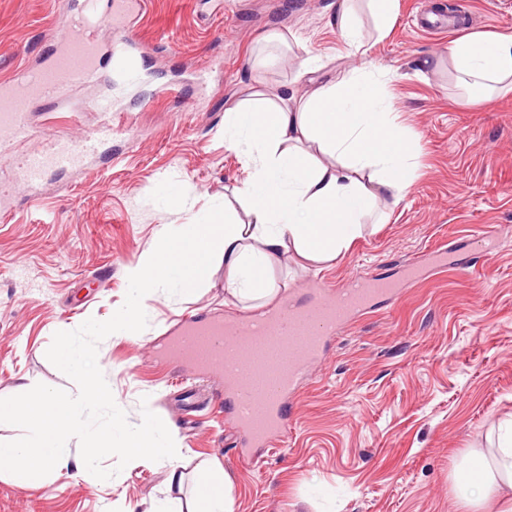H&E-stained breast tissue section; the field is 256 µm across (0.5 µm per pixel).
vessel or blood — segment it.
<instances>
[{"label":"vessel or blood","instance_id":"1","mask_svg":"<svg viewBox=\"0 0 512 512\" xmlns=\"http://www.w3.org/2000/svg\"><path fill=\"white\" fill-rule=\"evenodd\" d=\"M67 25L44 65L29 70L21 90L4 86L0 96V161L21 156L22 187L36 192L52 169L80 166L101 140L121 134L118 125L104 124L80 141L46 137L42 150L19 155L18 147L35 133L29 112L35 102H65L70 91L109 66L117 80L115 92L94 100L92 109L109 115L120 109V94L140 81L142 68L135 39L121 36L109 53H102L92 36L101 25L97 0H61ZM397 283L357 277L350 287L322 292L304 306L284 305L236 323L193 318L177 327L175 351L203 371L219 372L232 397L231 407L249 446L267 447L288 433V412L306 380L309 365L323 357L327 343L350 321L353 313L370 308L374 298L394 296Z\"/></svg>","mask_w":512,"mask_h":512}]
</instances>
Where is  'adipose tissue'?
<instances>
[{
	"mask_svg": "<svg viewBox=\"0 0 512 512\" xmlns=\"http://www.w3.org/2000/svg\"><path fill=\"white\" fill-rule=\"evenodd\" d=\"M448 62L470 95L512 82V34L454 41ZM224 141L246 148L254 165L237 204L216 206L163 236L129 270L137 289L194 291L209 279L218 256L225 294L240 303L264 302L278 292L273 270L282 257L336 261L367 232L364 218L376 203L403 200L416 173L413 148L370 63L300 97L256 93L252 103L232 109ZM104 452L168 462L170 489L183 486L176 450L158 424L128 428L113 421L83 457ZM453 490L462 512H512V417L499 423L491 447L465 457ZM234 504L225 472L205 468L187 512H234Z\"/></svg>",
	"mask_w": 512,
	"mask_h": 512,
	"instance_id": "ef3b65f1",
	"label": "adipose tissue"
}]
</instances>
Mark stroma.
<instances>
[{"mask_svg":"<svg viewBox=\"0 0 512 512\" xmlns=\"http://www.w3.org/2000/svg\"><path fill=\"white\" fill-rule=\"evenodd\" d=\"M354 11L368 59L383 74L398 122L417 149V179L335 264L293 258L274 269L280 288L263 303L309 302L316 288L354 275L401 279L408 262L444 248L454 264L403 286L356 318L310 368L284 443L255 449L250 464L224 399V378L155 352L196 316L243 320L224 298V263L195 293L146 295V329L111 335L97 362L130 424L158 415L180 450L184 488L201 467L224 470L236 512H460L450 475L512 414V92L459 103L448 47L472 31L512 33V0H399L380 35L368 0ZM336 0H147L128 27L143 77L125 98L126 134L83 166L49 173L35 196L0 204V398L42 383L77 395L47 357L53 336L124 304L129 267L162 235L233 198L252 169L224 143L225 113L252 89L284 93L341 79L348 47L332 23ZM459 24L423 34L421 22ZM51 0H0V83L53 48L64 25ZM287 44L267 67L268 35ZM314 73H305V59ZM172 84L168 96L155 92ZM107 78L37 104L34 127L75 140L98 127L92 101ZM176 186L183 208L167 203ZM168 463L103 455L36 483L0 473V512H151L167 505Z\"/></svg>","mask_w":512,"mask_h":512,"instance_id":"stroma-1","label":"stroma"}]
</instances>
